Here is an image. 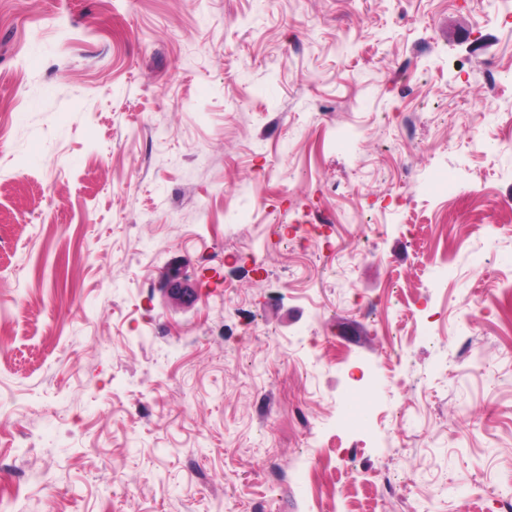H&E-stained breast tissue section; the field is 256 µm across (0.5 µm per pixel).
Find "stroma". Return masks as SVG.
Masks as SVG:
<instances>
[{
	"instance_id": "stroma-1",
	"label": "stroma",
	"mask_w": 512,
	"mask_h": 512,
	"mask_svg": "<svg viewBox=\"0 0 512 512\" xmlns=\"http://www.w3.org/2000/svg\"><path fill=\"white\" fill-rule=\"evenodd\" d=\"M500 11L0 0V512H501Z\"/></svg>"
}]
</instances>
